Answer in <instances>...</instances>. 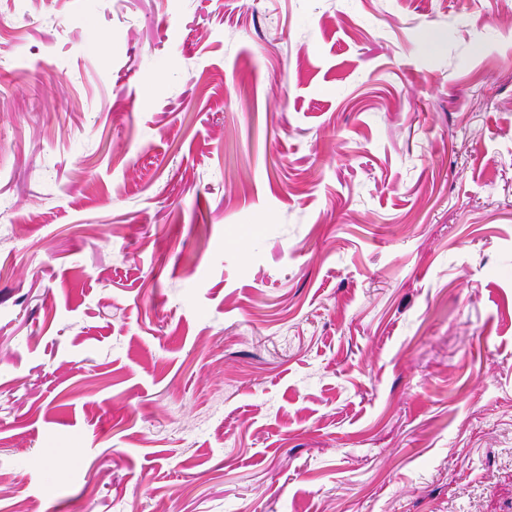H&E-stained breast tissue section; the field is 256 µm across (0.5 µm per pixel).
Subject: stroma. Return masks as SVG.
I'll return each instance as SVG.
<instances>
[{
  "label": "stroma",
  "mask_w": 512,
  "mask_h": 512,
  "mask_svg": "<svg viewBox=\"0 0 512 512\" xmlns=\"http://www.w3.org/2000/svg\"><path fill=\"white\" fill-rule=\"evenodd\" d=\"M512 512V0H0V512Z\"/></svg>",
  "instance_id": "1"
}]
</instances>
